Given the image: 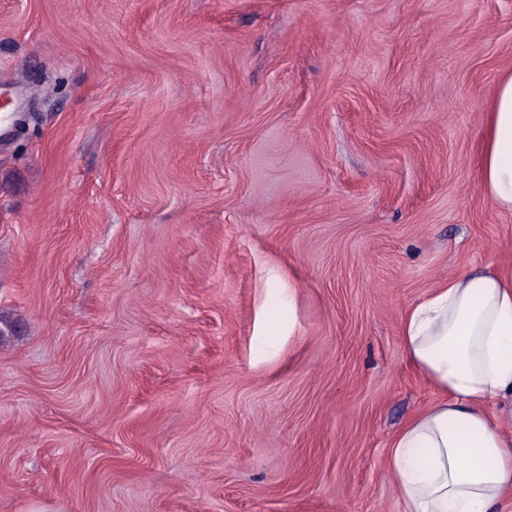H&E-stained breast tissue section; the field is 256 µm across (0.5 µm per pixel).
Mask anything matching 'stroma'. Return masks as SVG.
<instances>
[{"instance_id": "35a3bbf8", "label": "stroma", "mask_w": 512, "mask_h": 512, "mask_svg": "<svg viewBox=\"0 0 512 512\" xmlns=\"http://www.w3.org/2000/svg\"><path fill=\"white\" fill-rule=\"evenodd\" d=\"M507 70L512 0H0V512H403Z\"/></svg>"}]
</instances>
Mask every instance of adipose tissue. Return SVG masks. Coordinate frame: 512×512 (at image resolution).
Returning a JSON list of instances; mask_svg holds the SVG:
<instances>
[{
    "label": "adipose tissue",
    "mask_w": 512,
    "mask_h": 512,
    "mask_svg": "<svg viewBox=\"0 0 512 512\" xmlns=\"http://www.w3.org/2000/svg\"><path fill=\"white\" fill-rule=\"evenodd\" d=\"M480 184L512 211V73L496 85ZM409 364L440 393L394 436L387 471L404 512H499L512 500V270L441 280L403 318Z\"/></svg>",
    "instance_id": "ef3b65f1"
}]
</instances>
